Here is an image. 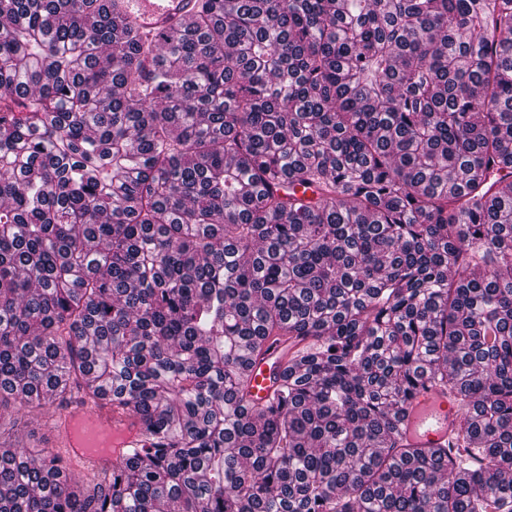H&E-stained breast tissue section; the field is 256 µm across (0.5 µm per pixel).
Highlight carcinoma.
I'll list each match as a JSON object with an SVG mask.
<instances>
[{
    "label": "carcinoma",
    "instance_id": "carcinoma-1",
    "mask_svg": "<svg viewBox=\"0 0 512 512\" xmlns=\"http://www.w3.org/2000/svg\"><path fill=\"white\" fill-rule=\"evenodd\" d=\"M77 393L146 432L93 487L22 442ZM8 405L0 512H512V0H0ZM194 0H118L122 13L142 36L187 23ZM292 351L289 350L287 341L272 337L268 339L265 354L262 357L254 355L246 357L245 371L249 383L247 399L254 407H259L266 401ZM405 411L401 432L411 447H458V409L447 390L427 383L417 390Z\"/></svg>",
    "mask_w": 512,
    "mask_h": 512
}]
</instances>
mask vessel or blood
Instances as JSON below:
<instances>
[{"instance_id":"b4317fda","label":"vessel or blood","mask_w":512,"mask_h":512,"mask_svg":"<svg viewBox=\"0 0 512 512\" xmlns=\"http://www.w3.org/2000/svg\"><path fill=\"white\" fill-rule=\"evenodd\" d=\"M122 13L144 36L152 35L192 16L193 0H118ZM290 350L282 339L271 338L263 356H247V399L263 404L273 390ZM458 409L447 390L429 383L420 387L409 401L401 421L402 435L414 448L457 446ZM52 449L70 470L90 482L105 481L112 463L122 449L130 448L143 436L141 423L119 405H103L76 399L55 415L50 424Z\"/></svg>"}]
</instances>
